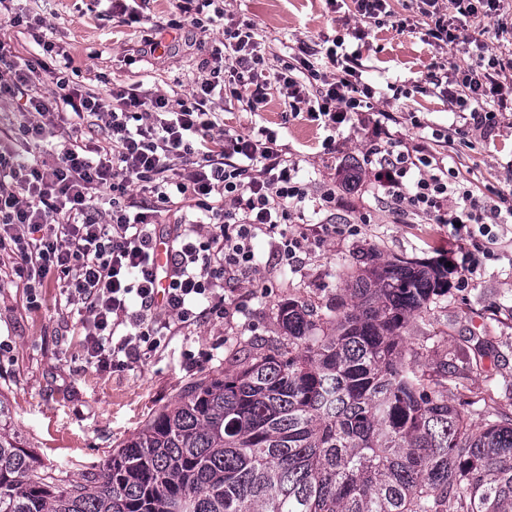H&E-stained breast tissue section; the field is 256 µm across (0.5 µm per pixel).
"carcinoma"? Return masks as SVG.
Returning a JSON list of instances; mask_svg holds the SVG:
<instances>
[{
  "mask_svg": "<svg viewBox=\"0 0 512 512\" xmlns=\"http://www.w3.org/2000/svg\"><path fill=\"white\" fill-rule=\"evenodd\" d=\"M448 271L367 263L323 319L295 299L266 349L190 386L112 453L63 479L9 427L0 512H512V417L488 392L448 402L458 367L407 342Z\"/></svg>",
  "mask_w": 512,
  "mask_h": 512,
  "instance_id": "1",
  "label": "carcinoma"
}]
</instances>
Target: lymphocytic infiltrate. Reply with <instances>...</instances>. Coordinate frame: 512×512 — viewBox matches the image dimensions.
I'll return each instance as SVG.
<instances>
[{"instance_id": "obj_1", "label": "lymphocytic infiltrate", "mask_w": 512, "mask_h": 512, "mask_svg": "<svg viewBox=\"0 0 512 512\" xmlns=\"http://www.w3.org/2000/svg\"><path fill=\"white\" fill-rule=\"evenodd\" d=\"M420 12L432 23V38L451 43L460 18H499L504 0H420ZM255 36L253 20L228 23L223 56L204 61L206 78L189 101L176 105L137 85L113 88L106 99L77 89L66 76L69 55L49 37H39L42 54L31 59L0 44V104L29 115L21 126L24 152L0 151V255L9 257L12 273L28 288L57 277L68 302L87 314V352L98 364L118 367L122 355L156 351L171 321L229 317L224 296L258 269V235L269 237V260L282 268L294 266L312 244L360 232L356 224L295 223V207L307 197L298 164L285 157L268 128L214 136L219 118L212 100L229 97L255 113L268 84H275L293 112L320 121L328 132L325 149L335 150L336 131L362 116L375 95L361 79V50H328L323 66L303 59L298 78L287 63L268 73ZM508 68L512 60L492 55L479 67L458 70L445 87L449 98L468 107L469 125L494 127L483 103L501 95L500 76ZM40 70L51 74L52 84L38 92L32 77ZM67 114L100 122L106 146L92 151L59 133ZM393 120L384 112L373 122L368 159L377 182L399 210L462 226L469 247L459 270L475 274L495 260L488 245L492 227L512 217V208H485L425 144L404 145L390 129ZM45 143L51 161L25 159ZM104 188L112 192L106 220L90 207ZM179 199L191 201L199 217H181L160 231L156 214ZM160 241L170 262L164 271L155 259ZM121 330L125 339L109 344Z\"/></svg>"}]
</instances>
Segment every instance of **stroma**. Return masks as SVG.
I'll return each mask as SVG.
<instances>
[{"label": "stroma", "mask_w": 512, "mask_h": 512, "mask_svg": "<svg viewBox=\"0 0 512 512\" xmlns=\"http://www.w3.org/2000/svg\"><path fill=\"white\" fill-rule=\"evenodd\" d=\"M145 23L127 25L102 13L97 0H17L15 8L42 18L53 31L57 50L73 58L67 75L74 86L101 96L112 87L142 85L170 101L187 100L204 78L202 64L224 50L221 24L189 25L175 30L173 0H142ZM395 14L408 18L399 32L384 25L356 41L357 19L350 5L330 12L323 0H223L226 17L258 23L257 39L269 71L301 57L303 47L325 51L333 40L361 48L364 82L376 94L374 112L398 117L403 139L426 137L445 165L468 184L475 196L501 208L512 206V95L489 99L496 129L491 137L467 126L458 106L431 83L473 64L477 46L512 53L495 22L468 20L455 44L426 34L427 23L415 0H391ZM162 49L148 52V40ZM227 129L250 134L264 125L278 134L288 158L298 162L308 196L298 206L301 222L325 220L318 208L325 186L336 188L335 221L360 224L356 236H339L311 246L296 267L261 266L234 293L236 311L229 319H207L191 326L172 324L164 347L134 355L112 370L91 361L79 328L76 306L60 288L31 295L23 279L0 276V396L11 411L21 441L34 448L42 464L65 475L97 470L112 452L137 434L184 389L223 372L225 357L240 343L280 333L278 310L291 299L328 315L348 274L367 253L453 261L455 242L448 225L397 211L364 163L370 123L350 122L336 136V151L324 153V133L314 123L293 117L288 99L269 90L258 115L243 111L233 99H215ZM368 224H361V217ZM497 261L488 263L468 283L449 270L451 289L426 320H411L409 342H426L434 359L465 363L476 344L486 355L480 369L463 371L448 401H464L494 391L501 412L512 416V222L496 229Z\"/></svg>", "instance_id": "35a3bbf8"}]
</instances>
